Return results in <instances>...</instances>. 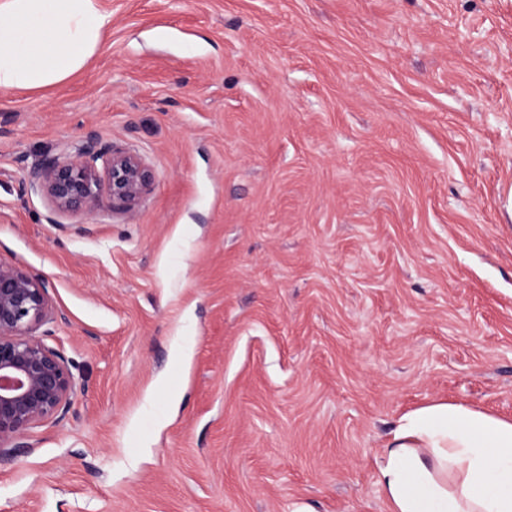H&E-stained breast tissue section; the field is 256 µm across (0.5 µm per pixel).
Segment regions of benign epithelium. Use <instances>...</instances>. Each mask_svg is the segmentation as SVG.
I'll return each instance as SVG.
<instances>
[{
  "label": "benign epithelium",
  "mask_w": 512,
  "mask_h": 512,
  "mask_svg": "<svg viewBox=\"0 0 512 512\" xmlns=\"http://www.w3.org/2000/svg\"><path fill=\"white\" fill-rule=\"evenodd\" d=\"M143 161L91 133L46 158L30 187L46 195L54 211L84 219L105 202L133 205L152 181ZM51 315L44 279L0 261V457L32 447V430L62 416L77 392L63 356L37 335Z\"/></svg>",
  "instance_id": "7a95c632"
}]
</instances>
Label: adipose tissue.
<instances>
[{
  "label": "adipose tissue",
  "instance_id": "ef3b65f1",
  "mask_svg": "<svg viewBox=\"0 0 512 512\" xmlns=\"http://www.w3.org/2000/svg\"><path fill=\"white\" fill-rule=\"evenodd\" d=\"M110 22L98 0H0V90L64 81ZM375 468L389 512H512V420L423 406L400 417Z\"/></svg>",
  "mask_w": 512,
  "mask_h": 512
}]
</instances>
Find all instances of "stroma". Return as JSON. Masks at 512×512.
Returning a JSON list of instances; mask_svg holds the SVG:
<instances>
[{
    "mask_svg": "<svg viewBox=\"0 0 512 512\" xmlns=\"http://www.w3.org/2000/svg\"><path fill=\"white\" fill-rule=\"evenodd\" d=\"M99 5L81 71L0 93V260L79 386L0 512H388L399 417L512 419V0ZM91 132L154 180L52 223L30 174Z\"/></svg>",
    "mask_w": 512,
    "mask_h": 512,
    "instance_id": "stroma-1",
    "label": "stroma"
}]
</instances>
